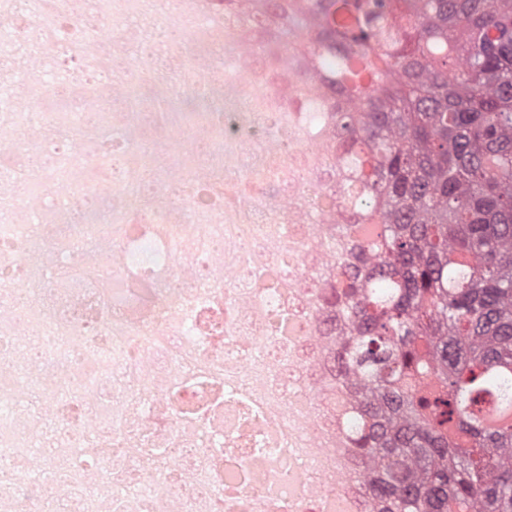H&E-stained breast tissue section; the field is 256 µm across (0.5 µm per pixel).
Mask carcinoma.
<instances>
[{"mask_svg": "<svg viewBox=\"0 0 512 512\" xmlns=\"http://www.w3.org/2000/svg\"><path fill=\"white\" fill-rule=\"evenodd\" d=\"M192 48L134 0L125 29L93 56L112 0H0L13 68L0 70V292L29 333L4 326L0 396L25 441L0 467V512H235V468L219 484L175 463L207 439L269 459L260 411L224 387V344L263 360L239 301L274 344L307 327L323 343L296 381L348 456L364 512H512V0H197ZM259 59L275 93L263 118L274 163L224 188V61ZM46 111L26 117L15 81ZM100 103L85 110L86 101ZM308 134L326 177L284 198L288 124ZM181 153L158 151L184 129ZM87 152L76 161L66 146ZM113 187L105 203L98 187ZM27 192L21 212L19 191ZM54 202L44 203V194ZM260 207L285 249L248 272L224 266V210ZM311 225L324 257L296 272L309 307L288 309L289 223ZM146 240L178 266L142 265ZM27 379L25 404L14 401ZM108 389L107 400L100 390ZM152 477L173 490L168 509ZM335 495L304 498L329 512Z\"/></svg>", "mask_w": 512, "mask_h": 512, "instance_id": "obj_1", "label": "carcinoma"}]
</instances>
